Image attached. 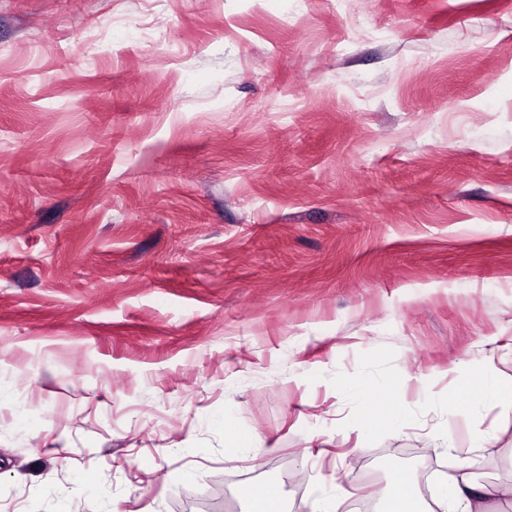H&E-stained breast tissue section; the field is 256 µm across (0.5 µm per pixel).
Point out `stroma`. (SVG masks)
Listing matches in <instances>:
<instances>
[{
  "label": "stroma",
  "instance_id": "stroma-1",
  "mask_svg": "<svg viewBox=\"0 0 512 512\" xmlns=\"http://www.w3.org/2000/svg\"><path fill=\"white\" fill-rule=\"evenodd\" d=\"M487 367L512 0H0V512L511 484ZM355 393L364 406V412L367 413L366 425L373 423L394 427L399 425L398 416L376 386L366 383Z\"/></svg>",
  "mask_w": 512,
  "mask_h": 512
}]
</instances>
